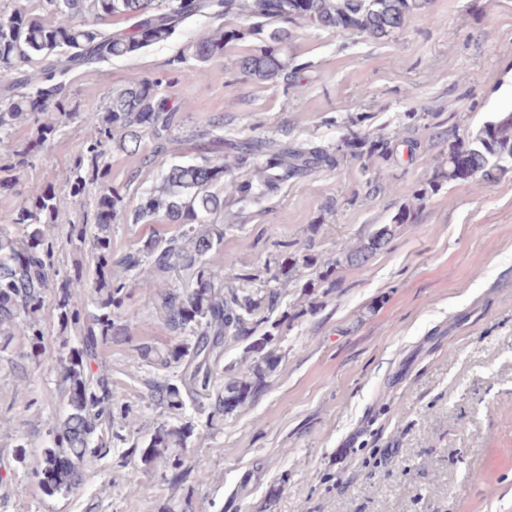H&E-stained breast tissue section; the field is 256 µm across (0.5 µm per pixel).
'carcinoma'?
Here are the masks:
<instances>
[{
	"instance_id": "cac0c4a2",
	"label": "carcinoma",
	"mask_w": 512,
	"mask_h": 512,
	"mask_svg": "<svg viewBox=\"0 0 512 512\" xmlns=\"http://www.w3.org/2000/svg\"><path fill=\"white\" fill-rule=\"evenodd\" d=\"M424 0H40V8L23 10L0 21V132L32 121L49 131V112L67 115L59 98L63 78L71 71L142 52L173 39L187 20L209 17L218 22L216 31L187 46L190 57L205 61L224 52L230 43L252 35L264 36L256 52L240 59L241 71L261 80L288 79L290 26L303 22L335 32L342 38L363 36L380 40L401 28L406 18L422 9ZM38 63L51 85L23 94L28 84L22 68ZM158 83L134 77L127 87L112 95L109 106L97 119L94 135L85 152L69 169L64 188L33 185L27 190L29 204L17 213L19 233L0 225V342L9 345L17 333L42 335L40 313L45 290L51 284L56 244L45 232L62 206L77 202L90 190L101 193L94 223L70 225L68 244L89 252L99 278L87 285L82 276L54 284L58 310L64 323L78 325L88 288H95L96 312L89 315L82 354L51 357L42 366L58 373L63 386L65 413L55 429L53 446L44 449L41 483L50 491H70L81 485L84 469L93 463V448L106 446L99 433L100 421L111 412L110 391L103 379L90 380L83 355L93 356L99 340L112 335V310L122 306L123 286L112 287V217L123 208L124 198L112 189L105 162L112 132H121L120 144H132L137 152L144 136L164 150L173 133L181 130V105L168 104L157 95ZM242 154L262 161L252 167V177L239 184L224 181V158L202 156L198 161L171 164L136 210L137 221L163 217L184 230L170 237L146 240L136 252L122 260L124 270L138 272L143 263L166 274L192 269L195 280L186 294L164 293L161 309L173 331L191 328L193 341L164 351L149 346L137 348L139 355L164 370L180 369L176 383L167 380L154 386L152 397L171 410L186 404L208 409L213 427L224 416L253 399L257 384L250 378L232 377L221 390H211L220 367L224 338H241L254 328L270 329L253 341L265 352L253 367V375L270 368L281 322L271 321L280 295L278 288L247 291L216 280L212 257L220 252L224 232L198 228L199 219L224 210V193L256 190V197L277 189L288 178L324 162L327 152L317 145L282 148L261 140L243 148ZM512 173V112H501L467 138L448 149V168L438 173L443 181L480 178L496 182ZM392 225L379 227L357 247L346 246L345 261L363 265L387 245ZM191 428L183 423L156 427L142 461L149 464L172 450V464L181 459L177 449L187 447Z\"/></svg>"
}]
</instances>
